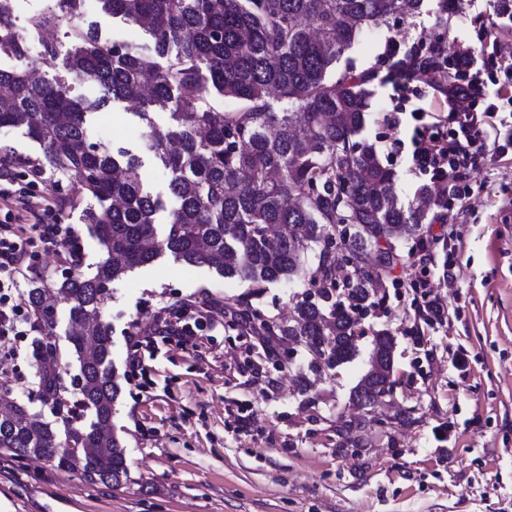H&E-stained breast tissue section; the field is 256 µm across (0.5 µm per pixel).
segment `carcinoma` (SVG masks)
<instances>
[{"label": "carcinoma", "mask_w": 512, "mask_h": 512, "mask_svg": "<svg viewBox=\"0 0 512 512\" xmlns=\"http://www.w3.org/2000/svg\"><path fill=\"white\" fill-rule=\"evenodd\" d=\"M104 11L150 35L155 60L138 47L102 37L93 23L72 27L75 42L66 69L76 84L98 88L93 99L73 98L57 84L30 79L26 48L16 38L10 0H0V56L18 62L0 70V126L21 127L38 143L44 160L28 159L40 173L70 179L58 201L84 206L103 250L95 271L75 267L46 276L30 290L29 303L42 315L51 300L76 326L68 330L70 358L77 363L78 406L93 420H66L67 443L52 423L14 403L0 417V451L35 457L58 470L84 461L93 484L118 487L129 480L125 449L112 431L118 383L112 367V337L89 313L104 300L102 286L168 252L189 265H207L227 278L255 286L297 276L305 253L320 247L306 278L322 304L300 301L288 323H277L248 303L234 311L254 336H286L302 343L311 367L336 368L352 359L361 329L359 309L375 298L401 261V243L422 239L436 193L419 189L399 202L395 175L376 151L355 137L364 125L371 94L369 75L337 67L366 29L399 10L409 16L423 0H99ZM85 15L84 0H55L33 15L34 30ZM216 92L238 102L216 108ZM284 103L274 111L269 100ZM133 102L147 121L148 149L168 173L175 200L165 227L156 223L163 201L145 187L139 157L90 141L89 118L109 102ZM170 111V151L154 139L152 111ZM341 239L342 255L329 251ZM394 337L377 332L369 369L351 392V402L369 412L388 379L401 384ZM41 363L38 392L61 410L56 345L37 338ZM75 448H95L88 457Z\"/></svg>", "instance_id": "1"}]
</instances>
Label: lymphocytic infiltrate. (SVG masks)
Listing matches in <instances>:
<instances>
[{"label": "lymphocytic infiltrate", "mask_w": 512, "mask_h": 512, "mask_svg": "<svg viewBox=\"0 0 512 512\" xmlns=\"http://www.w3.org/2000/svg\"><path fill=\"white\" fill-rule=\"evenodd\" d=\"M452 41L451 51L435 45L431 67L412 76L404 69L415 55L413 47L390 36L381 52L389 65L382 82L391 88V108L383 120L391 129L407 130V138L395 139L393 145L408 149L409 172L446 187L435 215L442 222L454 218L456 201L473 196V186L462 177L476 167L478 158L502 157L512 150V56L501 53L494 34L487 48L479 50L462 28L454 29ZM424 92L431 96L429 107L409 108L410 99ZM406 114L411 124H404ZM31 216L32 223L25 225L13 209L0 211V339L10 341L11 357L35 327L32 308L20 290L32 260L44 250L67 261L84 252L73 227L58 223L52 205L38 206ZM212 321L211 310L205 308L161 307L134 344L129 375L145 373L143 350L160 340L182 347L194 344Z\"/></svg>", "instance_id": "obj_1"}]
</instances>
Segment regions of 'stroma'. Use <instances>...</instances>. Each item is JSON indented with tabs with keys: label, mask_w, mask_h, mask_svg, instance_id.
<instances>
[{
	"label": "stroma",
	"mask_w": 512,
	"mask_h": 512,
	"mask_svg": "<svg viewBox=\"0 0 512 512\" xmlns=\"http://www.w3.org/2000/svg\"><path fill=\"white\" fill-rule=\"evenodd\" d=\"M438 0H424L420 14L389 17L365 30L343 60L355 72L386 73L380 53L386 37L414 43L427 53L447 27L437 26ZM12 21L27 47V65L45 81L67 84L72 97H93L91 85L68 83L65 62L73 48L71 27H53L42 40L29 19L46 0H12ZM103 34L133 40L144 58L153 42L142 30L100 7L88 10ZM463 25L473 44L494 31L512 45V21L496 18L478 0ZM56 52L44 63V48ZM372 97L360 138L396 173L401 202L413 200L421 181L408 172L407 156L391 150L395 133L382 121L388 87L370 85ZM132 103H112L93 115L90 140L140 157L153 194L165 197L168 174L142 141L146 121ZM479 194L458 203L449 224L436 228L461 250L452 279L442 267L422 271L411 244L392 282L362 321L366 331L355 356L329 370L310 369L303 345L278 336L257 338L218 320L197 346L163 344L146 357L152 383L134 388L127 356L157 309L189 302L227 307L244 299L269 318L287 321L301 300L302 278L256 287L227 279L205 265L189 266L171 254L114 280L99 318L112 336V363L120 394L112 427L125 448L130 479L118 487L89 483L82 462L55 470L34 458L0 452V512H512V153L480 160L468 176ZM428 275L435 294L456 308L447 325L411 333L423 302L411 281ZM385 331L397 342L402 380L390 433L366 420L350 393L369 368L371 335ZM293 348V363L275 361ZM466 365H459V352ZM37 362L27 355L0 359V386L15 402H29L48 422L51 404L35 400ZM252 418L239 429L240 411ZM361 421L350 445H336L339 419Z\"/></svg>",
	"instance_id": "stroma-1"
}]
</instances>
